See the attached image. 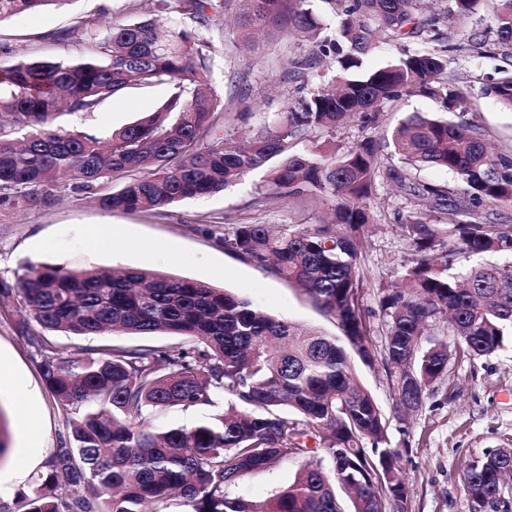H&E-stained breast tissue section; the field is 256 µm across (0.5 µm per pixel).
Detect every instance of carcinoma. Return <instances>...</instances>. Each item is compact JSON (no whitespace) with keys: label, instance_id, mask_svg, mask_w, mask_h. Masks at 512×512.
I'll return each mask as SVG.
<instances>
[{"label":"carcinoma","instance_id":"obj_1","mask_svg":"<svg viewBox=\"0 0 512 512\" xmlns=\"http://www.w3.org/2000/svg\"><path fill=\"white\" fill-rule=\"evenodd\" d=\"M66 0H0V19ZM305 0H249L237 18L238 39L275 27L312 40L292 61L306 80L272 129L247 143L235 123L218 117V98L200 81L211 69V40L181 23L157 31L153 19L100 30L92 23L64 32L87 57L76 63L21 61L0 69V199L48 196L67 173L102 209L161 214L174 205L224 191L274 162L253 205L285 196L332 202V217L313 227L208 225L224 251L303 288L332 316L340 334L301 331L250 300L188 277L148 269L108 273L29 264L18 285L41 327L75 337L121 332L168 335L166 346L89 348L82 359L55 353L44 336L28 342L43 357L41 375L65 416L66 432L49 471L6 512H406L402 451L390 446L389 418L357 377L353 356L380 364L391 380L394 413L424 399L450 356L470 359L501 350L512 338V262L451 273L462 254H512V224L482 221L485 208L512 200V153L488 151L480 128L414 113L394 131V158L379 154L376 123L388 102L423 95L448 112L465 108L467 92L448 89V57L405 51L365 68L377 39L441 35L440 18L422 0H325L336 33L321 35ZM205 0H177V13L209 27ZM498 43L512 45V0H495ZM336 62V88L321 87L317 65ZM169 83L160 110L99 138L54 125L55 116L92 112L134 84ZM485 93L512 110V70L489 78ZM361 139L336 145L345 119ZM308 141L311 149L295 150ZM440 167L464 185L412 177ZM125 178L119 190L101 187ZM429 203L400 217L416 258L395 283H379L384 341L370 342L359 299L362 237L371 223L378 180ZM448 215L438 224L432 213ZM450 315L448 335L431 332ZM221 394L235 404L193 427L154 428L158 412L200 409ZM300 463L294 479L266 502L234 493L240 478L283 462ZM512 448L467 465L464 480L477 504L503 495Z\"/></svg>","mask_w":512,"mask_h":512}]
</instances>
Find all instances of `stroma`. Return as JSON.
I'll return each mask as SVG.
<instances>
[{"instance_id": "stroma-1", "label": "stroma", "mask_w": 512, "mask_h": 512, "mask_svg": "<svg viewBox=\"0 0 512 512\" xmlns=\"http://www.w3.org/2000/svg\"><path fill=\"white\" fill-rule=\"evenodd\" d=\"M451 5L452 0H434L432 4L433 12L449 15L440 39L380 41L369 63L380 66L404 50L426 46L443 54L456 51L459 61L449 65L448 83L468 88L466 119L484 131L494 151H512V110L483 93L495 69L512 65L497 45L490 0H483L465 17L450 15ZM148 11V0H73L58 9L1 20L0 68L29 58L75 62L82 58V50L73 42L55 40L56 32L89 20L106 28L144 17ZM213 26L222 29L224 36L215 42V63L204 78L217 94L220 110L250 112V119L239 125L237 134L253 137L272 127L286 110L285 95L294 90L295 83L287 76L282 60L292 56L296 46L267 31L252 49L243 50L238 48L236 31L225 24L223 14H215ZM472 33L481 34L485 41L482 56L464 49ZM172 92L165 83L135 85L95 111L65 114L58 122L103 137L155 112ZM414 113L440 117L444 111L438 100L425 97H404L387 104L376 129L382 151L391 150V131ZM264 178V171H254L219 194L181 203L161 215L101 209L79 189L77 181L68 178L60 180L53 196L40 204L0 202V279L14 285L6 306L0 307V372L14 375L21 388L19 394L0 400L10 434L9 452L0 460V471L23 465L17 439L19 416L31 419L32 435L40 444L38 458L28 467L23 482H0L1 505L11 506L16 497L30 493L42 480L63 432L62 411L40 374L41 357L26 341L27 335L42 332L16 287L26 264H60L75 270H159L230 289L299 328L337 334L335 319L320 311L300 289L279 280L268 269L225 252L203 230L204 225L219 219L227 224H291L304 213L316 220L325 217L329 201L314 197L287 196L255 210L252 201ZM410 208V202L393 184L377 182L371 203L373 222L361 260L366 277L361 305L370 336L377 343L385 331L377 285L396 281L414 254L398 220ZM103 225L112 232V246L91 252V235ZM389 440L392 447L403 451L408 512H474L463 482L465 465L492 449L512 448V343L476 360L451 358L445 377L431 386L421 408L406 420L391 419ZM295 471V465L281 464L246 475L235 490L263 501L287 485Z\"/></svg>"}]
</instances>
